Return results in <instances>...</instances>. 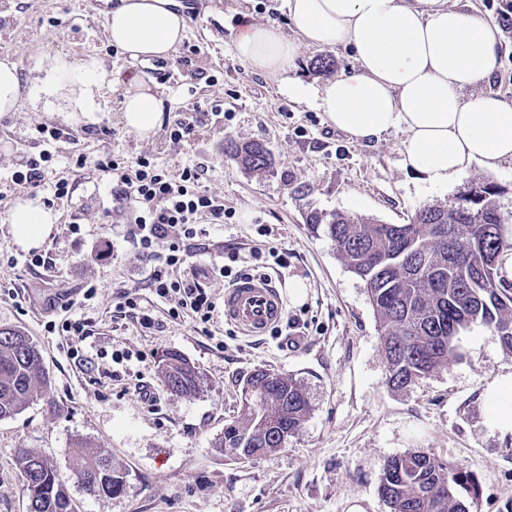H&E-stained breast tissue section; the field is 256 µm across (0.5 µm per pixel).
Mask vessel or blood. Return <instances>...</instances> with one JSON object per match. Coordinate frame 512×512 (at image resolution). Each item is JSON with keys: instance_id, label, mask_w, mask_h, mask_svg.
Returning a JSON list of instances; mask_svg holds the SVG:
<instances>
[{"instance_id": "vessel-or-blood-1", "label": "vessel or blood", "mask_w": 512, "mask_h": 512, "mask_svg": "<svg viewBox=\"0 0 512 512\" xmlns=\"http://www.w3.org/2000/svg\"><path fill=\"white\" fill-rule=\"evenodd\" d=\"M286 311L282 292L263 277H244L224 291V319L243 335H266Z\"/></svg>"}]
</instances>
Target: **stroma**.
I'll list each match as a JSON object with an SVG mask.
<instances>
[{"label":"stroma","instance_id":"stroma-1","mask_svg":"<svg viewBox=\"0 0 512 512\" xmlns=\"http://www.w3.org/2000/svg\"><path fill=\"white\" fill-rule=\"evenodd\" d=\"M474 11L499 30L498 67L485 91L512 101V0H449ZM186 28L178 50L162 59L171 72L161 80L115 51L107 39L106 12L89 0H0V53L7 51L23 77H38L54 60L91 55L105 81L142 80L162 93L164 121L210 111L222 100L224 120L202 123L191 139L160 149V136L140 139L121 119V93H110L95 112H47L23 107L0 116V254L23 255L8 221L17 198L52 201L58 220L41 245L52 268L30 271L0 265V328L25 332L39 348L51 376L44 395L18 415L0 420V512H27L20 449L44 456L66 481L74 512H390L378 493L386 458L423 449L463 465L479 483L471 512H512V436L485 424L482 390L487 380L512 372L495 332L476 326L459 339L461 359L404 390L387 385L380 325L364 282L341 260L324 229L307 224L310 212L336 211L385 224L409 223L423 206L453 200L466 186L489 183L503 211H512V166L488 171L472 166L448 190L435 193L402 163V132L356 142L329 126L315 104L296 103L273 78L235 58L243 23L276 19L286 24L283 0H186ZM197 49L195 66L183 63ZM327 57L328 69L313 63ZM357 63L349 45L301 47L292 76L322 87ZM69 132L53 163L75 187L71 200H52L47 189L9 181L22 157L39 154L38 127ZM263 141L272 155L263 173L244 168L231 143ZM86 163L77 166L76 153ZM149 154L170 173L187 165L204 169L202 187L218 197L229 218L199 222L211 262L228 252L287 251V267L265 269L287 290L288 322L281 335L247 337L226 321L211 333L192 320L168 317L156 302L157 328H142L118 313L117 292H143L148 266L134 237L130 213L104 212L111 186L96 170L104 155ZM84 219L80 234L68 216ZM272 233L260 235V225ZM96 283L94 300L83 288ZM302 295H292L293 285ZM87 322L84 340L48 334V321L65 310ZM183 354L202 373L194 397L174 395L158 370L168 350ZM130 352L131 360L114 356ZM295 377L311 412L271 455L239 459L219 448L224 425L240 411L242 387L255 369ZM81 438L129 474L126 493L90 495L69 468L71 443Z\"/></svg>","mask_w":512,"mask_h":512}]
</instances>
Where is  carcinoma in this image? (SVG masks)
Returning a JSON list of instances; mask_svg holds the SVG:
<instances>
[{"instance_id":"obj_1","label":"carcinoma","mask_w":512,"mask_h":512,"mask_svg":"<svg viewBox=\"0 0 512 512\" xmlns=\"http://www.w3.org/2000/svg\"><path fill=\"white\" fill-rule=\"evenodd\" d=\"M251 172L270 167L265 144L252 140L232 146ZM497 193L473 184L446 204L425 206L407 224H382L340 212H312L307 223L325 226L346 266L363 282L381 327L387 383L403 390L442 370L457 357V339L473 324L499 337L512 356V283L498 277L497 262L512 250ZM159 371L169 390L190 397L202 375L179 351L162 355ZM37 346L20 330L0 328V419L10 418L50 386ZM242 393L240 413L224 424L219 447L265 455L285 447L309 417L311 404L293 377L255 370ZM17 465L24 477L28 512H73L66 485L41 455L23 450ZM70 468L93 496H116L128 487L125 470L101 451L72 442ZM476 500L474 475L422 449L387 458L379 494L390 512H469L460 496Z\"/></svg>"}]
</instances>
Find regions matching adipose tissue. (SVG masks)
I'll return each instance as SVG.
<instances>
[{
	"mask_svg": "<svg viewBox=\"0 0 512 512\" xmlns=\"http://www.w3.org/2000/svg\"><path fill=\"white\" fill-rule=\"evenodd\" d=\"M290 31L273 22L247 23L234 41L235 57L283 82L300 102H317L329 126L365 142L399 129L406 168L442 190L472 164L512 165V102L477 93L497 63L498 30L448 0H285ZM113 47L134 60L167 57L184 38L176 0H119L107 17ZM349 44L358 66L322 88L291 78L299 44ZM45 99L66 100L91 112L103 87L93 58L58 60L39 79ZM125 127L140 138L161 125L160 94L137 84L124 90ZM56 217L38 199L17 200L10 222L16 243L42 245ZM485 424L512 435V372L486 382Z\"/></svg>",
	"mask_w": 512,
	"mask_h": 512,
	"instance_id": "ef3b65f1",
	"label": "adipose tissue"
}]
</instances>
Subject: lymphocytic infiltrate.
I'll return each instance as SVG.
<instances>
[{
    "label": "lymphocytic infiltrate",
    "instance_id": "obj_1",
    "mask_svg": "<svg viewBox=\"0 0 512 512\" xmlns=\"http://www.w3.org/2000/svg\"><path fill=\"white\" fill-rule=\"evenodd\" d=\"M40 133L42 150L26 157L12 172L11 180L32 189L49 183L54 198L69 197V180L48 179L55 144L63 133L46 127ZM97 169L112 185L114 208L131 211L134 216L137 247L152 263L148 284L155 299L173 300L168 311L172 319L188 317L199 325L210 324L216 303L204 281L231 277L233 269L224 264L203 263L200 253L189 250V241L206 234L198 226L201 214H209L216 224L224 221V205L203 190L199 168L187 166L173 175L157 167L151 156L141 154L130 159L98 160Z\"/></svg>",
    "mask_w": 512,
    "mask_h": 512
}]
</instances>
